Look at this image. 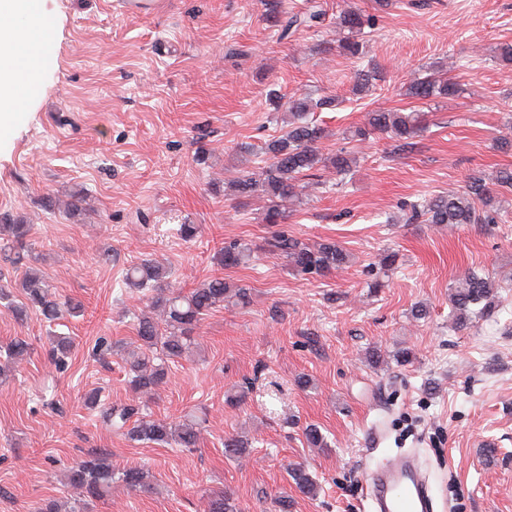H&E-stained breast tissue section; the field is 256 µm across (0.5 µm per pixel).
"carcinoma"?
<instances>
[{
	"label": "carcinoma",
	"mask_w": 512,
	"mask_h": 512,
	"mask_svg": "<svg viewBox=\"0 0 512 512\" xmlns=\"http://www.w3.org/2000/svg\"><path fill=\"white\" fill-rule=\"evenodd\" d=\"M339 25L355 33L361 31L365 20L354 11H344L339 16ZM458 91L455 78L440 77L417 80L407 88V95L423 100L438 95H453ZM336 99L323 97L312 101L306 97L288 100V115L292 121L288 131L265 142L264 154L267 165L261 171L240 177L235 191L243 198L257 194L271 198L272 205L266 214L270 224L283 218L282 208L298 197L297 182L301 177H315L317 171L333 167L338 173L349 170L352 159L341 151L326 157L318 148L323 130L306 119V114L315 109L335 106ZM419 130V116L415 112L400 110H379L366 115L365 127L354 131V136L362 139L372 133L388 135L396 141H407ZM423 219L427 224H494L497 209L494 196L485 178L469 179L465 191L438 196L424 204H413L410 208V221ZM0 232H6V248L14 252L13 263L26 260L24 240L28 235L25 224H0ZM271 251L289 259L296 271L303 275H325L347 263V253L334 241H323L308 245L285 232H279L268 240ZM246 248L230 245L217 252V264L222 267L240 265ZM167 276V270L151 259H143L131 265L125 273L127 285L137 288H158ZM25 296L22 306L12 307L16 316L23 315L28 308L37 309L48 323H53L62 314L61 303L48 293L49 285L33 269H28L20 282ZM495 282L486 274L472 271L453 286L451 297L452 317L458 326L466 325L477 315H490L495 312ZM235 297L239 303H246L247 289L239 287L230 290L224 277L214 275L202 286L184 294L172 291L160 295L152 301L153 307L160 310V319L142 316L138 319L137 337L140 353L127 361L128 372L132 374L131 384L139 391H150L164 383L167 376L166 362L182 357L192 344L193 333L203 316L224 305V300ZM479 310H474L477 305ZM29 344L16 338L5 347L6 357L19 360L28 355ZM104 417L118 429H127V435L134 441H148L157 444L175 443L182 448H195L198 444L196 423L185 420L179 424L165 420H146L140 417V406L126 405L120 409L107 408ZM137 421H132V418ZM296 489L307 497L317 495L316 480L305 468L297 466L288 471ZM69 484L82 491L89 499L99 498L112 490V484L120 483L130 490L142 491L148 487L146 475L138 468L117 471L109 458L94 455L90 459L72 467L68 473ZM209 512H238L235 499L226 491L215 492L209 501Z\"/></svg>",
	"instance_id": "1"
}]
</instances>
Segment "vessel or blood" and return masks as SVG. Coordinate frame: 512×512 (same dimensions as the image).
I'll use <instances>...</instances> for the list:
<instances>
[{
    "instance_id": "obj_1",
    "label": "vessel or blood",
    "mask_w": 512,
    "mask_h": 512,
    "mask_svg": "<svg viewBox=\"0 0 512 512\" xmlns=\"http://www.w3.org/2000/svg\"><path fill=\"white\" fill-rule=\"evenodd\" d=\"M369 491L375 512H434L427 481L408 455L385 461L372 473Z\"/></svg>"
}]
</instances>
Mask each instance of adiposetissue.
I'll return each instance as SVG.
<instances>
[{
	"mask_svg": "<svg viewBox=\"0 0 512 512\" xmlns=\"http://www.w3.org/2000/svg\"><path fill=\"white\" fill-rule=\"evenodd\" d=\"M43 13L42 0H0L1 129L20 110L25 80L42 70Z\"/></svg>",
	"mask_w": 512,
	"mask_h": 512,
	"instance_id": "obj_1",
	"label": "adipose tissue"
}]
</instances>
